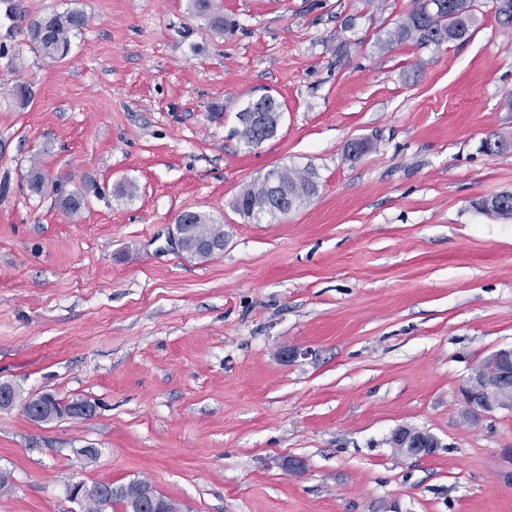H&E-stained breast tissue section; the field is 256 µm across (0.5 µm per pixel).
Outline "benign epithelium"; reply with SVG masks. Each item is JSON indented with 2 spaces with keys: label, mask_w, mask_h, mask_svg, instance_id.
Returning a JSON list of instances; mask_svg holds the SVG:
<instances>
[{
  "label": "benign epithelium",
  "mask_w": 512,
  "mask_h": 512,
  "mask_svg": "<svg viewBox=\"0 0 512 512\" xmlns=\"http://www.w3.org/2000/svg\"><path fill=\"white\" fill-rule=\"evenodd\" d=\"M270 195L265 204L253 208V214L279 209L277 183L275 173H266ZM499 365L496 377L491 381L479 383V374L474 372L461 385L460 393L465 403L466 414L471 418H479L499 409L512 411V401L501 397V389L512 385V348H501L490 355ZM19 399L17 388L9 383H0V410H11ZM30 415L38 422H48L56 414L51 399H46L40 406L29 410ZM427 434L399 426L393 430L389 443L398 453L406 457H425L431 455L437 444L427 445ZM130 501L138 504L139 512H171L170 504L165 496L153 487L139 480L130 481L124 488ZM69 496L79 502L96 499L105 504L109 491L99 484L87 485L83 482L68 487Z\"/></svg>",
  "instance_id": "obj_1"
}]
</instances>
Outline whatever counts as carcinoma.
Here are the masks:
<instances>
[{"label": "carcinoma", "mask_w": 512, "mask_h": 512, "mask_svg": "<svg viewBox=\"0 0 512 512\" xmlns=\"http://www.w3.org/2000/svg\"><path fill=\"white\" fill-rule=\"evenodd\" d=\"M495 16L499 23L512 28V0H493ZM193 14L207 21L215 30H222L227 22L220 0H191ZM476 0H413L412 10L406 18L388 31L387 38L378 42L381 49L392 44L412 43L418 47L440 46L444 43L467 39L476 22ZM88 24L87 15L81 10L52 12L43 15L30 24L32 43L44 56L60 60L71 48V37L81 32ZM274 122L263 128L247 126L236 129L237 137L249 147L260 145L262 132L274 131ZM280 180L278 193L284 208L292 203H306L316 195L318 184L315 173L306 170L293 174L286 169H275ZM266 180L248 187L238 198L236 209L243 216L250 214L256 201L265 194ZM59 207L68 215L76 216L88 206L87 195L79 189L58 192ZM478 207L489 215L512 218V193H502L483 199ZM185 243L194 251V257L208 259L224 250V228L214 224L202 213H195L192 223L185 226ZM109 508L119 507L122 512H134L126 498L123 485L110 484Z\"/></svg>", "instance_id": "cac0c4a2"}]
</instances>
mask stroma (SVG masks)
<instances>
[{
    "mask_svg": "<svg viewBox=\"0 0 512 512\" xmlns=\"http://www.w3.org/2000/svg\"><path fill=\"white\" fill-rule=\"evenodd\" d=\"M19 2L0 7V382L95 413L0 411V512H83L69 484L133 479L180 512H512V411L468 421L460 394L512 347V218L477 207L512 192L492 0L467 40L385 50L412 0H223L224 31L189 0ZM73 9L88 26L42 56L31 21ZM266 92L284 115L249 148L236 114ZM284 166L317 195L244 218ZM87 183L80 216L57 206ZM185 211L223 225L220 255L178 250ZM401 425L434 453H395Z\"/></svg>",
    "mask_w": 512,
    "mask_h": 512,
    "instance_id": "obj_1",
    "label": "stroma"
}]
</instances>
